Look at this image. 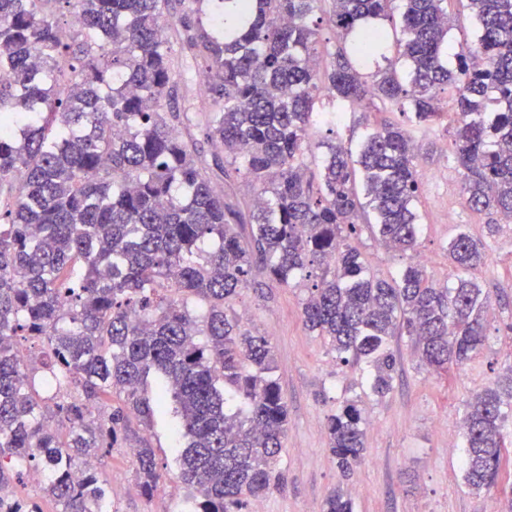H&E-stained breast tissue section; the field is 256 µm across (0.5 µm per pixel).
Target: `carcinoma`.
Returning <instances> with one entry per match:
<instances>
[{"label":"carcinoma","instance_id":"cac0c4a2","mask_svg":"<svg viewBox=\"0 0 512 512\" xmlns=\"http://www.w3.org/2000/svg\"><path fill=\"white\" fill-rule=\"evenodd\" d=\"M41 2L0 0V512H40L13 494L31 470L46 475L58 512H112L98 467L75 469L125 446L152 493L156 453L133 422L149 428L169 398L188 439L178 466L191 512H244L278 487L288 405L269 338L234 307L260 271L290 288L319 270L303 321L341 365L366 364L377 398L393 390L398 334L427 371L483 347L481 241L464 230L449 241L461 272L449 288L416 260L375 276L355 240L368 208L386 250H416L417 142L445 110L467 203L512 223V0H468L476 40L453 69L448 0H178V28L171 0H63L70 30ZM396 13L398 58L363 72ZM324 21L338 39L326 59ZM186 55L206 76L196 127L224 152L214 157L224 176L252 186L246 205L213 184L187 114L171 106ZM322 95L336 106L320 108ZM366 99L405 120L383 121L355 152L311 145L312 129L336 133L343 109ZM315 146L326 148L319 163ZM22 339L46 349L42 394L22 368ZM152 372L164 379L155 403L142 394ZM510 420L512 368L461 419L472 489L498 483ZM364 423L355 400L327 416L344 474L364 457ZM321 512H353L352 501L334 490Z\"/></svg>","mask_w":512,"mask_h":512}]
</instances>
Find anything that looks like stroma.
<instances>
[{
    "label": "stroma",
    "instance_id": "obj_1",
    "mask_svg": "<svg viewBox=\"0 0 512 512\" xmlns=\"http://www.w3.org/2000/svg\"><path fill=\"white\" fill-rule=\"evenodd\" d=\"M448 119H440L423 143L418 165L421 190L415 204L420 223L417 251L428 259L438 284L456 279L446 247L459 229L486 245L478 279L489 294L486 341L471 360L433 374L417 369L409 337L397 336L394 389L378 400L366 395L360 367L341 366L323 337L304 325V288L263 281L242 291L235 308L247 312L246 325L269 336L274 376L288 403V430L277 469L282 486L262 498L263 512H320L325 497L342 489L354 512H501L503 491L512 487V465L499 487L472 491L464 480V448L459 422L471 394L492 385L512 365V223L489 233L490 215L472 210L453 153ZM372 273L394 276L409 258L381 248L369 231L358 239ZM361 400L366 417V452L353 474L342 476L326 436V418L343 401ZM146 435L156 451L162 479L144 495L133 459L122 448L105 456L99 471L112 486V512H190L193 503L178 478L176 457L185 440L172 411L157 415Z\"/></svg>",
    "mask_w": 512,
    "mask_h": 512
}]
</instances>
